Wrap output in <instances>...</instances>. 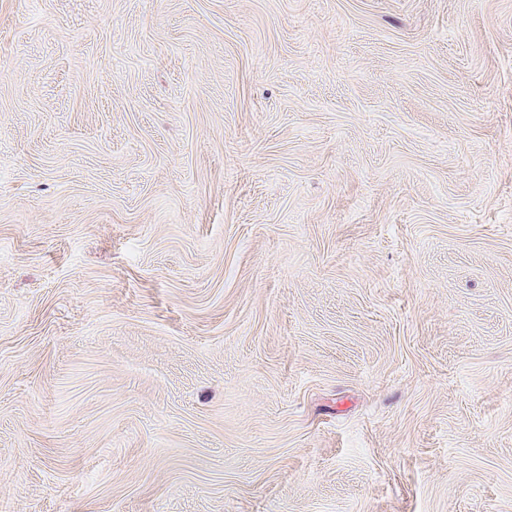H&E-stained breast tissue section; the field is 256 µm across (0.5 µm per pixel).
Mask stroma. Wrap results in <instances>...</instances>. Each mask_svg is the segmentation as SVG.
<instances>
[{
  "instance_id": "1",
  "label": "stroma",
  "mask_w": 512,
  "mask_h": 512,
  "mask_svg": "<svg viewBox=\"0 0 512 512\" xmlns=\"http://www.w3.org/2000/svg\"><path fill=\"white\" fill-rule=\"evenodd\" d=\"M0 512H512V0H0Z\"/></svg>"
}]
</instances>
